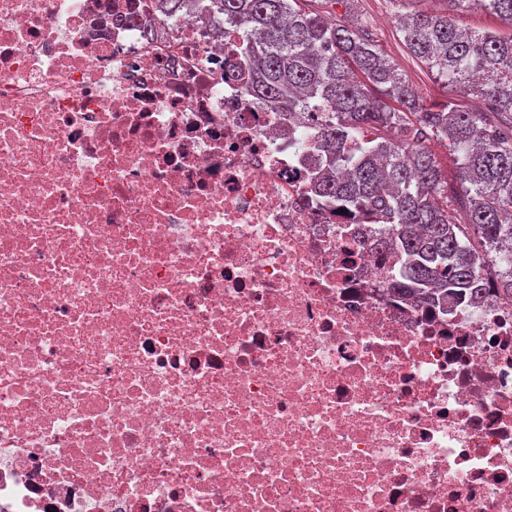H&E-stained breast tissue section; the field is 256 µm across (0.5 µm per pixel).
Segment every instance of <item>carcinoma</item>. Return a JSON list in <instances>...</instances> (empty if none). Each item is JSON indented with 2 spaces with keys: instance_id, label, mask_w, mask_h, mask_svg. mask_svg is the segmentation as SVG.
Segmentation results:
<instances>
[{
  "instance_id": "obj_1",
  "label": "carcinoma",
  "mask_w": 512,
  "mask_h": 512,
  "mask_svg": "<svg viewBox=\"0 0 512 512\" xmlns=\"http://www.w3.org/2000/svg\"><path fill=\"white\" fill-rule=\"evenodd\" d=\"M320 0H157L168 20L196 13L213 38L230 27L242 55L230 76L316 138V192L336 209L375 215L382 255L399 256L393 292L426 303L433 294L478 291L481 271L512 296V34L463 31L446 13L398 16L409 52L452 96L427 106L362 25L337 21ZM512 27V0H445ZM486 103L460 108L453 94ZM446 143L458 185L448 183L431 141Z\"/></svg>"
}]
</instances>
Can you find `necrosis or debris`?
<instances>
[{"mask_svg":"<svg viewBox=\"0 0 512 512\" xmlns=\"http://www.w3.org/2000/svg\"><path fill=\"white\" fill-rule=\"evenodd\" d=\"M236 42L0 0V512H512V299L390 292Z\"/></svg>","mask_w":512,"mask_h":512,"instance_id":"1","label":"necrosis or debris"}]
</instances>
